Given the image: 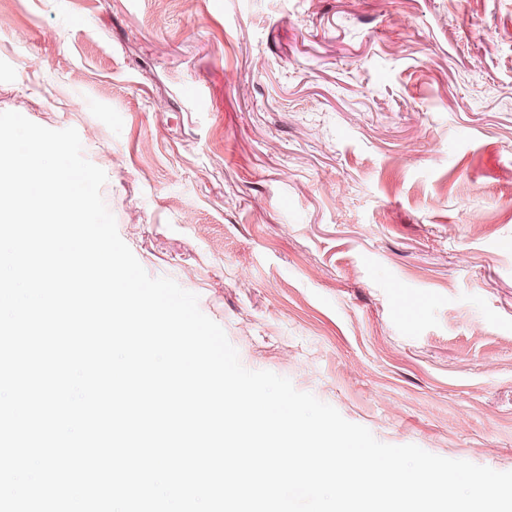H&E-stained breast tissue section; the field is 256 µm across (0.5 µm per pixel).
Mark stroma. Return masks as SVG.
I'll use <instances>...</instances> for the list:
<instances>
[{"label": "stroma", "instance_id": "obj_1", "mask_svg": "<svg viewBox=\"0 0 512 512\" xmlns=\"http://www.w3.org/2000/svg\"><path fill=\"white\" fill-rule=\"evenodd\" d=\"M250 370L512 471V0H0V112Z\"/></svg>", "mask_w": 512, "mask_h": 512}]
</instances>
